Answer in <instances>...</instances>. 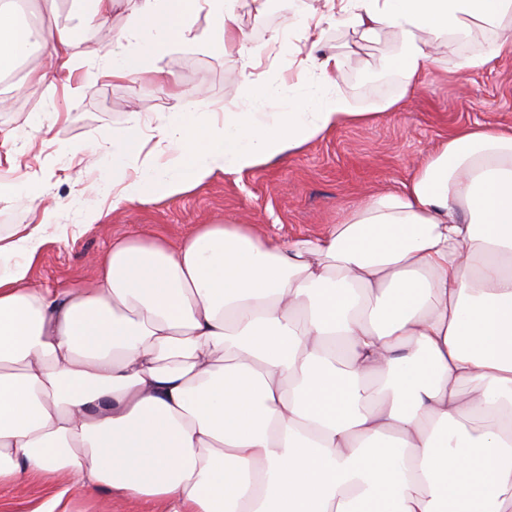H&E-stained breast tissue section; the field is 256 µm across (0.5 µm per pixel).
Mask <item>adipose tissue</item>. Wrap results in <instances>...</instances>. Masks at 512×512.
Segmentation results:
<instances>
[{"label":"adipose tissue","instance_id":"1","mask_svg":"<svg viewBox=\"0 0 512 512\" xmlns=\"http://www.w3.org/2000/svg\"><path fill=\"white\" fill-rule=\"evenodd\" d=\"M253 47L233 0H140L99 73H148L175 40L234 58L235 96L172 93L113 132V207L242 176L399 108L434 72L512 55V0H293ZM208 26L195 33L198 17ZM345 26L390 35L389 93L341 88ZM478 51L456 56L459 39ZM76 67L66 27L0 0V77L33 48ZM44 239L0 245V486L63 474L166 512H512V128L476 123L408 181L282 240L202 224L122 240L92 278L31 285Z\"/></svg>","mask_w":512,"mask_h":512}]
</instances>
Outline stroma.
<instances>
[{
    "label": "stroma",
    "instance_id": "35a3bbf8",
    "mask_svg": "<svg viewBox=\"0 0 512 512\" xmlns=\"http://www.w3.org/2000/svg\"><path fill=\"white\" fill-rule=\"evenodd\" d=\"M138 5L139 0H119L105 24L87 29L78 24L74 0H60L57 15L47 17L46 24L73 31L78 68L69 77L31 82L25 96L0 112V139L9 138L16 159L14 166H0V183L28 178L26 196L8 191L0 197V239L10 240L21 227L41 231L45 243L30 270L38 287L58 288L90 276L94 257L146 230L172 241L191 235L197 225L225 222L271 227L285 239L327 231L367 192L407 180L423 149L458 127L474 122L512 126V56H504L465 80L439 73L427 77L399 110L369 125L337 130L242 178L218 176L188 194L116 209L111 200L88 191L90 184L112 179V155L102 151V144L126 126L130 113H138L143 125H153L172 104L161 79L133 82L96 74ZM327 40L354 47L341 86L358 107H370L389 93L385 64L394 52L389 37L362 39L341 28ZM165 62L181 89L205 86L214 102L236 92L239 71L232 59L179 43ZM69 79L86 81L80 95H66ZM87 211L102 217L81 223ZM64 485L61 479L32 478L1 487L0 512H37ZM69 497L71 512H165L154 498L78 488Z\"/></svg>",
    "mask_w": 512,
    "mask_h": 512
}]
</instances>
